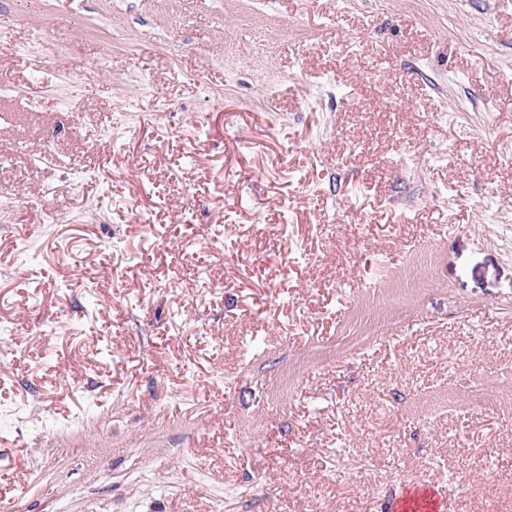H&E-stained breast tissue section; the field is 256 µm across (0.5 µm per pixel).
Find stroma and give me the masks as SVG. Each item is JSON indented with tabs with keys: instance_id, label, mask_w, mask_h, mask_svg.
Wrapping results in <instances>:
<instances>
[{
	"instance_id": "stroma-1",
	"label": "stroma",
	"mask_w": 512,
	"mask_h": 512,
	"mask_svg": "<svg viewBox=\"0 0 512 512\" xmlns=\"http://www.w3.org/2000/svg\"><path fill=\"white\" fill-rule=\"evenodd\" d=\"M1 78L0 507L512 512V0H0Z\"/></svg>"
}]
</instances>
